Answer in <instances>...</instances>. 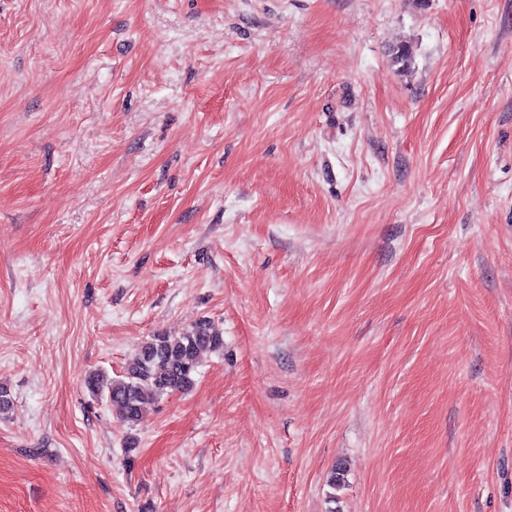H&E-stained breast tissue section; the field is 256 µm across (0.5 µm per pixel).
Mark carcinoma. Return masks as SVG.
<instances>
[{
    "mask_svg": "<svg viewBox=\"0 0 512 512\" xmlns=\"http://www.w3.org/2000/svg\"><path fill=\"white\" fill-rule=\"evenodd\" d=\"M222 350L224 336L200 321L178 336L157 334L145 339L122 375L112 378L94 370L84 383L93 397H105L120 420L134 430L142 420L145 404L191 390L201 357Z\"/></svg>",
    "mask_w": 512,
    "mask_h": 512,
    "instance_id": "carcinoma-1",
    "label": "carcinoma"
}]
</instances>
